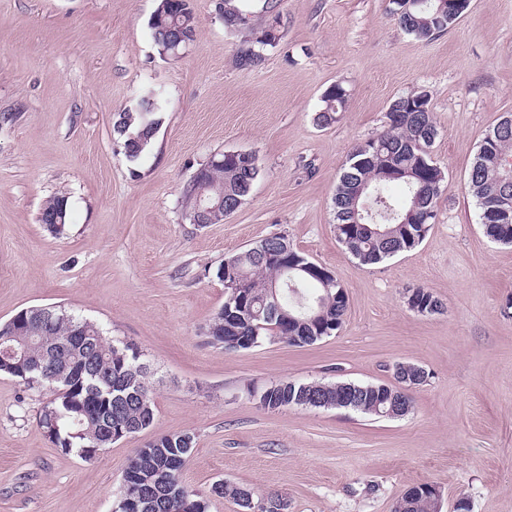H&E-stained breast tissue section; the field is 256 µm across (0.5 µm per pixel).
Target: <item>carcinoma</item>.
<instances>
[{
    "label": "carcinoma",
    "instance_id": "obj_1",
    "mask_svg": "<svg viewBox=\"0 0 512 512\" xmlns=\"http://www.w3.org/2000/svg\"><path fill=\"white\" fill-rule=\"evenodd\" d=\"M250 4L230 5V0L218 3L220 15L232 16L244 23ZM438 0H419L409 12L403 11L401 0H391L390 12L399 24L419 40H431L445 29L439 22ZM157 16L152 19L151 32L159 50L168 49L173 31L182 33L192 42L196 36V21L190 0H159ZM278 37L262 32L252 44L242 48L239 66L253 69L265 60V51L274 49ZM346 100L330 87L323 95V107L317 115L318 123L329 125ZM161 96L143 91L134 105L115 114L113 134L123 141L126 157L136 161L152 145L162 122ZM388 127L377 136L355 147L348 155L336 186L333 208L336 237L355 258L364 264L378 263L418 246L437 217L438 200L445 182L444 170L434 161L430 168L422 167L418 144L436 138L438 131L432 111L417 112L411 107L409 96L395 100L387 113ZM512 157V132H502L485 142L476 153L469 178L468 193L475 199L485 233L495 242L512 245V218L505 224L494 218L502 198L512 196V182L501 167V157ZM224 163L207 162L200 172L183 186L182 194L201 198L202 204H233L246 200L260 176L256 156L249 162L216 156ZM400 185L401 198L387 193V187ZM365 186L358 197L353 189ZM69 200L64 194L51 197L41 211V223L56 237L68 231ZM272 245L288 246L285 261L265 263L247 247L226 258L217 268L219 280H227L233 269L246 281L244 294L232 289L224 292V304L215 312L205 328L210 343L226 352H236L258 346L273 336L290 346H301L310 336L329 337L343 325L348 310L345 288L333 276L307 275L291 270V265L303 256L286 237ZM407 303L411 310L429 314L441 312L439 298L425 288L408 291ZM281 308L282 313L275 312ZM26 325L22 336L1 340L0 374L18 379L30 387L44 388L49 378L71 380V389L53 397L42 409L39 425L61 451H75L87 458L95 453L103 441L105 419L88 409V405L105 396L112 416V425L142 427L150 430L155 421L148 368L141 362V353L130 343L109 340L96 323L77 317L61 307H30L18 312ZM80 328L89 343L64 353L59 344L75 329ZM21 356L15 358L10 349ZM349 386L347 382L300 383L282 380L276 388L261 390L259 399L273 407L291 404L299 395L325 405L336 404ZM390 404H376L368 395L350 410L375 417L389 411ZM184 432L158 435L155 440L162 448L146 462L140 450H135L125 472L137 477L147 487L152 486L155 468L166 464L167 455L180 449ZM183 466L173 472V479L195 502V512H206L207 504L199 499L182 480Z\"/></svg>",
    "mask_w": 512,
    "mask_h": 512
}]
</instances>
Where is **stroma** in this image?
<instances>
[{
  "label": "stroma",
  "instance_id": "1",
  "mask_svg": "<svg viewBox=\"0 0 512 512\" xmlns=\"http://www.w3.org/2000/svg\"><path fill=\"white\" fill-rule=\"evenodd\" d=\"M159 0H0V323L59 306L134 343L150 367L152 430L90 458L52 444L38 423L48 390L0 375V512H112L125 467L152 437L186 431L183 481L208 512H242L210 489L224 479L288 512H392L407 488L457 497L472 512H512V245L488 238L467 192L489 128L512 113V0H470L447 32L422 41L390 0H273L280 41L256 69L240 48L253 14L225 29L218 0H192L197 37L162 56L149 27ZM334 84L347 102L317 124ZM147 87L162 124L135 162L114 113ZM431 97L433 158L446 175L437 218L414 249L365 265L337 240L332 198L358 144L387 126L397 98ZM256 155L261 175L223 222L190 223L180 202L200 164ZM69 197V232L39 217ZM273 234L331 272L349 306L342 328L303 347L279 341L225 352L202 334L224 301L225 256ZM430 290L444 310L406 296ZM400 362L428 374L410 412L259 407L281 380L389 383ZM68 212V197L62 193L57 194L51 197L42 208L40 221L52 235L62 237L68 231ZM49 216L58 217L59 224H46ZM407 304H410V309L420 313L426 311L428 314H435L443 312L441 309L443 305L439 298L425 288H415L408 291Z\"/></svg>",
  "mask_w": 512,
  "mask_h": 512
}]
</instances>
